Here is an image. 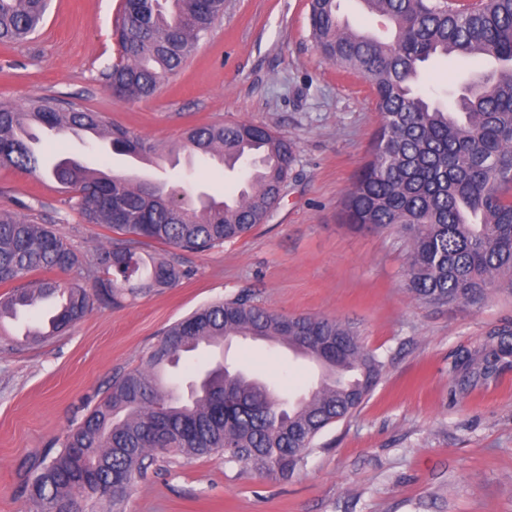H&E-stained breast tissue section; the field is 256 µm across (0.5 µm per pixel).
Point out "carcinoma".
Wrapping results in <instances>:
<instances>
[{
  "mask_svg": "<svg viewBox=\"0 0 512 512\" xmlns=\"http://www.w3.org/2000/svg\"><path fill=\"white\" fill-rule=\"evenodd\" d=\"M392 39L383 44L343 25L336 0H311L310 37L324 59L363 76L381 115L370 158L342 201V221L357 231L390 232L405 247L404 286L432 306L482 307L493 292L512 296V0H371ZM48 0H0V46L27 40L43 25ZM224 16V0H123L116 23L121 61L106 73L125 100L152 96L173 79L199 42ZM454 55L493 58L496 77L479 76L453 109L418 88L429 60ZM34 128L76 133L94 128L112 151L157 150L103 116L32 97L24 107L0 102V167L33 172L41 158ZM181 147L230 170L242 166L245 186L228 208L209 195H177L163 181L133 185L126 178L65 161L53 177L78 198L88 224H104L122 239L86 259L47 224L0 211V285L33 272L85 271L93 286L51 278L0 295L3 319L37 297L63 301L48 316L58 336L94 305H118L128 294L170 288L187 275L174 255L141 252L158 243L202 252L247 236L278 207L295 161L287 137L248 122L189 128ZM263 336L299 345L314 361L356 373L351 383L323 382L291 406L268 383L219 361L191 389L175 397L167 368L200 345ZM512 357V327L489 334L478 357L464 356L453 373L488 379ZM382 362L348 325L331 318H288L242 293L211 303L166 329L142 366L112 380L105 397L73 427L58 448L26 469L22 493L29 512H123L133 476L156 455L224 462L286 479L294 474L328 425L348 418L376 386Z\"/></svg>",
  "mask_w": 512,
  "mask_h": 512,
  "instance_id": "cac0c4a2",
  "label": "carcinoma"
}]
</instances>
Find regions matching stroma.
I'll list each match as a JSON object with an SVG mask.
<instances>
[{
	"label": "stroma",
	"instance_id": "obj_1",
	"mask_svg": "<svg viewBox=\"0 0 512 512\" xmlns=\"http://www.w3.org/2000/svg\"><path fill=\"white\" fill-rule=\"evenodd\" d=\"M310 0H225L224 16L179 74L147 99L114 96L105 75L119 55L113 37L122 0H50L38 33L0 47V100L38 94L99 112L159 149L202 124L251 122L285 135L296 150L284 197L267 223L201 253H182L177 286L99 305L66 332L18 346L0 341V512H25L24 469L60 444L107 393L138 367L163 331L196 309L249 291L282 315L350 324L384 363L352 416L326 427L292 478L226 464L223 456L171 457L135 477L126 512H512V359L488 380L453 392L449 371L480 350L489 332L512 326V298L481 309L424 306L403 287L405 252L390 233H355L341 201L368 160L381 124L369 83L340 72L309 38ZM487 59L428 64L420 87L453 103ZM49 164L65 157L127 176L129 159L95 138L40 134ZM46 169L0 168V209L55 225L80 255L114 235L85 223ZM188 194L221 197L244 175L217 165L168 172ZM229 366L297 399L318 369L279 345L236 339L206 358H182L170 378L180 394L202 362Z\"/></svg>",
	"mask_w": 512,
	"mask_h": 512
}]
</instances>
